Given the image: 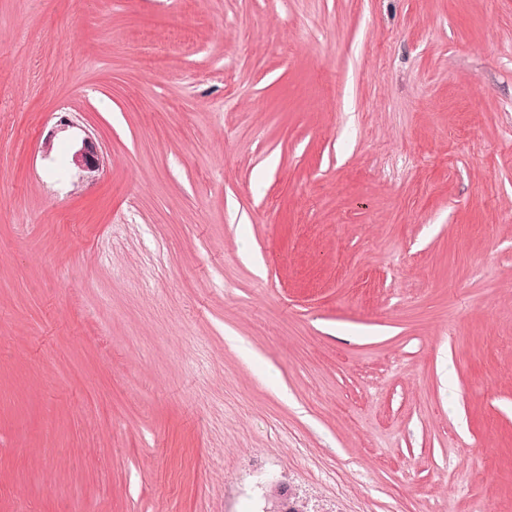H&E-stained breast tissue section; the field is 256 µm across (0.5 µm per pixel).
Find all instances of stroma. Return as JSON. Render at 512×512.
<instances>
[{
  "instance_id": "obj_1",
  "label": "stroma",
  "mask_w": 512,
  "mask_h": 512,
  "mask_svg": "<svg viewBox=\"0 0 512 512\" xmlns=\"http://www.w3.org/2000/svg\"><path fill=\"white\" fill-rule=\"evenodd\" d=\"M282 488L512 512V0H0V512ZM72 163L81 173L82 181L93 183L101 170V155L99 147L89 134L74 144Z\"/></svg>"
}]
</instances>
